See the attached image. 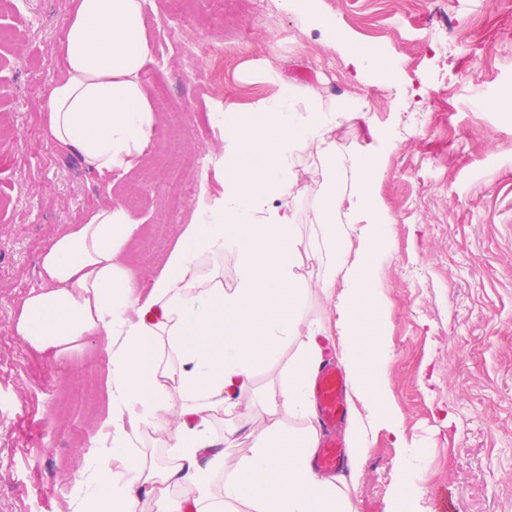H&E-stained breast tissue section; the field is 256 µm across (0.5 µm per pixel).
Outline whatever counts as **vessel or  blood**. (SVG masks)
<instances>
[{"mask_svg": "<svg viewBox=\"0 0 512 512\" xmlns=\"http://www.w3.org/2000/svg\"><path fill=\"white\" fill-rule=\"evenodd\" d=\"M349 382L334 359H324L315 369L309 386L317 413L318 448L311 457L313 470L331 478L351 467L344 444V428L350 414Z\"/></svg>", "mask_w": 512, "mask_h": 512, "instance_id": "b4317fda", "label": "vessel or blood"}]
</instances>
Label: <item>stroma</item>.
I'll return each mask as SVG.
<instances>
[{"label": "stroma", "mask_w": 512, "mask_h": 512, "mask_svg": "<svg viewBox=\"0 0 512 512\" xmlns=\"http://www.w3.org/2000/svg\"><path fill=\"white\" fill-rule=\"evenodd\" d=\"M71 0H0V512H69L92 439L108 409L107 353L92 338L63 361L40 354L16 336L18 305L39 287V258L64 225L93 208L124 204L140 232L125 261L137 278L163 266L180 225L194 207H178L172 191L218 196L214 173L222 127L205 129L212 112L273 95L266 69L283 82L308 83L338 96L363 97L378 122L400 138L386 156L379 195L395 216L391 256L380 270L389 316L388 392L403 420L407 446L424 460L418 512H438L448 494L457 512H512V6L504 0H317L336 27L304 26L281 0H224L214 20L207 0L191 7L145 0L143 23L152 60L143 73L158 114L156 140L129 172L106 181L81 158L56 148L42 121L50 81L63 72L60 45ZM449 38L479 30L485 98L475 103L464 83L467 53L426 41L436 23ZM381 53L394 70L390 89L378 72L352 80L346 45ZM398 107H391V100ZM298 273L307 286L304 319L333 333L337 312L316 286V233ZM299 347L288 342L280 360L259 366L240 394L239 412L218 409L215 434L233 455L253 446L252 429L309 422L286 409L268 411ZM94 387L95 405L66 403L74 387ZM400 454L378 431L348 490L356 512H388Z\"/></svg>", "instance_id": "1"}]
</instances>
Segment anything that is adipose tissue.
Segmentation results:
<instances>
[{"label":"adipose tissue","mask_w":512,"mask_h":512,"mask_svg":"<svg viewBox=\"0 0 512 512\" xmlns=\"http://www.w3.org/2000/svg\"><path fill=\"white\" fill-rule=\"evenodd\" d=\"M144 0H71L64 71L51 81L42 114L52 141L78 154L101 179L132 169L155 138L157 119L143 84L152 47L142 22ZM268 82L276 94L232 111L214 170L224 190L200 200L144 298L121 261L139 226L113 203L68 225L40 257L41 287L16 312L13 329L36 352L62 360L91 337L106 343L109 412L93 439L96 455L75 489L76 512H137L141 497L158 512H181L172 491L194 494L196 512H225L236 502L252 512H351L342 485L319 479L309 460L314 427L268 425L254 433L248 457L232 459L212 434L213 410L237 402L229 386L247 387L259 365L276 363L284 345L300 352L269 410L310 418L308 381L321 351L303 320L305 288L295 272L304 241L295 204L311 199L317 229L318 288L335 300L342 361L363 410L355 414L349 455L361 463L370 434L386 430L402 454L389 512H414L423 461L405 450L402 417L389 397L383 332L386 304L379 271L388 259L392 217L378 186L385 157L343 153L336 127L374 125L364 99L327 95L313 85ZM315 163L311 180L300 177ZM232 252L237 278L225 286L202 258ZM342 293H335V286ZM164 438L158 465L137 451L143 429ZM223 476V493L204 491Z\"/></svg>","instance_id":"obj_1"}]
</instances>
